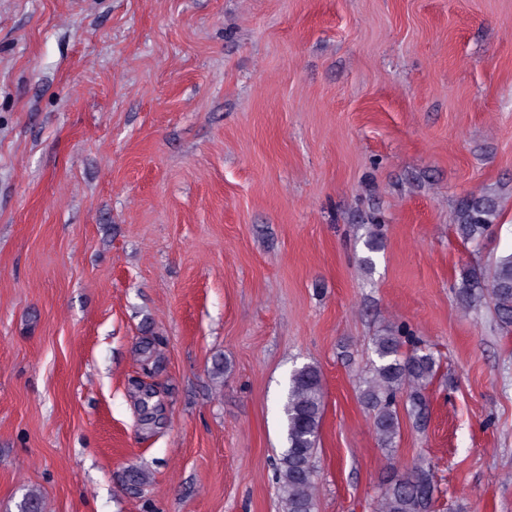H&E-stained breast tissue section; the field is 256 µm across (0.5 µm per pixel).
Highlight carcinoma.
<instances>
[{"label":"carcinoma","instance_id":"obj_1","mask_svg":"<svg viewBox=\"0 0 512 512\" xmlns=\"http://www.w3.org/2000/svg\"><path fill=\"white\" fill-rule=\"evenodd\" d=\"M498 217L499 203L494 197L473 196L459 204L456 228L464 240L479 242L488 236ZM476 288L487 291L499 325L511 328L512 253L500 257L486 274L463 276L461 294L465 299L475 301ZM372 346L377 362L372 376L364 381L362 398L373 412L374 431L382 447L393 448L400 431L398 398L406 396L409 415L416 419L425 415L426 390L438 365L404 328L374 337ZM283 413L286 446L276 470L278 493L286 512H314L317 486L313 458L323 417L322 379L316 366L305 365L291 375ZM434 491V473L429 464L419 460L380 492L375 512H431Z\"/></svg>","mask_w":512,"mask_h":512}]
</instances>
